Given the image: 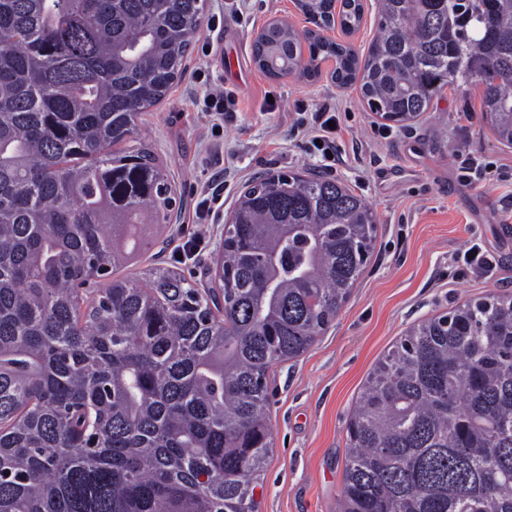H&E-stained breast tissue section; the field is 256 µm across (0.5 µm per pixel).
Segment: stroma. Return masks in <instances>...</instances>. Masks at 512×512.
Returning <instances> with one entry per match:
<instances>
[{"instance_id": "stroma-1", "label": "stroma", "mask_w": 512, "mask_h": 512, "mask_svg": "<svg viewBox=\"0 0 512 512\" xmlns=\"http://www.w3.org/2000/svg\"><path fill=\"white\" fill-rule=\"evenodd\" d=\"M310 27L297 0H206L191 37L184 76L138 130L172 176L181 208L164 228L156 261L207 284V268L244 186L267 171H327L373 208L374 254L331 326L301 357L274 370L269 423L274 448L260 512H336L343 487L347 422L378 361L421 320L487 295L512 296V146L500 144L480 110V91L443 89L409 128L370 112L357 88L333 79L334 58L317 74L272 78L256 66L252 43L269 23ZM233 92L220 129L205 116L212 90ZM335 106L343 156L324 169L301 133L302 113ZM483 170L463 175L467 160ZM224 181L222 203L205 222L201 189ZM197 240L194 259L178 247ZM477 246L495 268L466 265Z\"/></svg>"}]
</instances>
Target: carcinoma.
<instances>
[{"label":"carcinoma","mask_w":512,"mask_h":512,"mask_svg":"<svg viewBox=\"0 0 512 512\" xmlns=\"http://www.w3.org/2000/svg\"><path fill=\"white\" fill-rule=\"evenodd\" d=\"M315 28L253 41L278 78L334 79L405 125L446 86L481 89L512 145V0H298ZM205 0H0V512H259L270 371L347 302L376 238L343 183L267 174L240 194L200 288L174 266L116 271L176 200L141 116L184 75ZM336 512H512V297L410 327L348 423ZM363 19L358 30L346 34L336 26L321 33L332 40L350 46L360 57L365 55L367 46L374 33V20L378 13L379 0H362Z\"/></svg>","instance_id":"carcinoma-1"}]
</instances>
